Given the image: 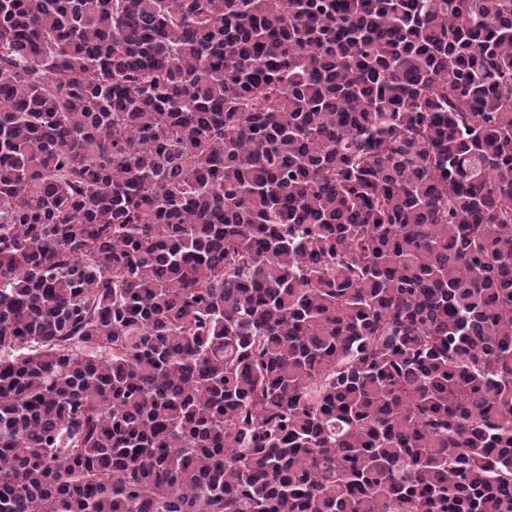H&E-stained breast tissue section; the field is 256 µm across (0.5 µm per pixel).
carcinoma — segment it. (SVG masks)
<instances>
[{"mask_svg": "<svg viewBox=\"0 0 512 512\" xmlns=\"http://www.w3.org/2000/svg\"><path fill=\"white\" fill-rule=\"evenodd\" d=\"M0 512H512V0H0Z\"/></svg>", "mask_w": 512, "mask_h": 512, "instance_id": "obj_1", "label": "carcinoma"}]
</instances>
